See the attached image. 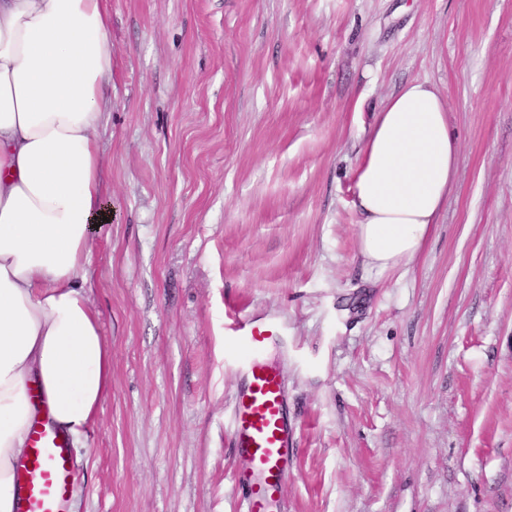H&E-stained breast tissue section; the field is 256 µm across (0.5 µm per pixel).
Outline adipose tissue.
Wrapping results in <instances>:
<instances>
[{"label":"adipose tissue","mask_w":512,"mask_h":512,"mask_svg":"<svg viewBox=\"0 0 512 512\" xmlns=\"http://www.w3.org/2000/svg\"><path fill=\"white\" fill-rule=\"evenodd\" d=\"M105 0H0V512L14 464L48 409L79 438L112 380L84 290L95 228L111 216L98 131L112 107ZM437 88L407 83L372 125L353 184L359 252L408 266L457 178Z\"/></svg>","instance_id":"adipose-tissue-1"}]
</instances>
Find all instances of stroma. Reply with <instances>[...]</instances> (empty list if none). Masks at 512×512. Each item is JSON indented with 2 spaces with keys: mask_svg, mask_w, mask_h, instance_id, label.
Wrapping results in <instances>:
<instances>
[{
  "mask_svg": "<svg viewBox=\"0 0 512 512\" xmlns=\"http://www.w3.org/2000/svg\"><path fill=\"white\" fill-rule=\"evenodd\" d=\"M112 221L84 285L112 383L68 512H244L238 327L276 322L273 512H512V0H107ZM434 84L457 180L413 262L358 256L386 99Z\"/></svg>",
  "mask_w": 512,
  "mask_h": 512,
  "instance_id": "1",
  "label": "stroma"
}]
</instances>
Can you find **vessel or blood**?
<instances>
[{
	"instance_id": "obj_1",
	"label": "vessel or blood",
	"mask_w": 512,
	"mask_h": 512,
	"mask_svg": "<svg viewBox=\"0 0 512 512\" xmlns=\"http://www.w3.org/2000/svg\"><path fill=\"white\" fill-rule=\"evenodd\" d=\"M277 338L270 321H251L241 329L247 355L239 367L232 433L239 460L235 483L248 487L247 512H270L288 480L293 450L283 381L258 355ZM14 512H64L73 485L69 442L49 420L35 421L28 450L16 465Z\"/></svg>"
}]
</instances>
